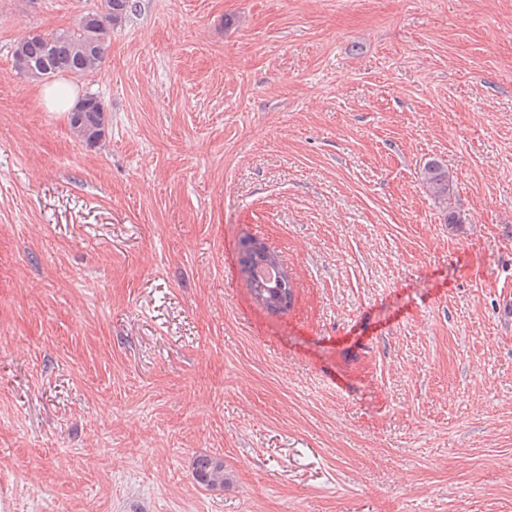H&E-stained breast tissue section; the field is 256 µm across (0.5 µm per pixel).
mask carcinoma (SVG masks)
Here are the masks:
<instances>
[{
  "instance_id": "cac0c4a2",
  "label": "carcinoma",
  "mask_w": 512,
  "mask_h": 512,
  "mask_svg": "<svg viewBox=\"0 0 512 512\" xmlns=\"http://www.w3.org/2000/svg\"><path fill=\"white\" fill-rule=\"evenodd\" d=\"M138 0H101V7L87 13L79 24L66 31H51L20 38L14 47L15 63L24 64L23 75L38 81L59 74L83 76L102 64L110 33L123 26L137 12ZM69 125L73 135L85 146L99 145L108 131L107 108L93 95H87L70 112ZM423 187L434 202L442 208L447 224L462 223L451 209L453 175L441 162H426L422 172ZM282 270L281 264L267 262L265 256L241 257L242 274L252 293L271 309L270 301L279 293V279H267L260 270ZM195 480L207 489H222L228 478L224 462L207 455H199L193 464Z\"/></svg>"
}]
</instances>
